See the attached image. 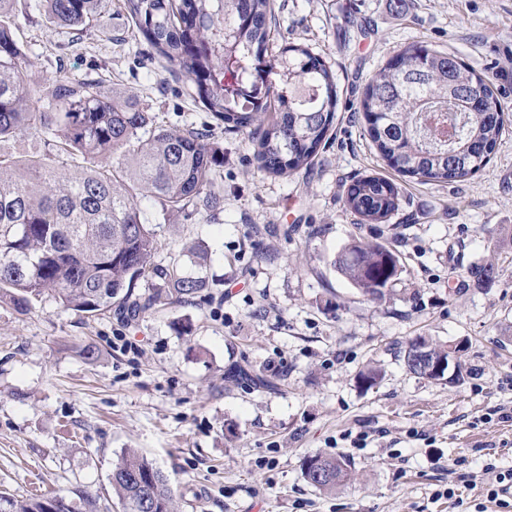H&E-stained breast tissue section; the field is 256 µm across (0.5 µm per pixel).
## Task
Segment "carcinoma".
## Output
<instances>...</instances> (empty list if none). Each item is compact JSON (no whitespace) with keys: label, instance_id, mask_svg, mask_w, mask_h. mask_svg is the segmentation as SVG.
<instances>
[{"label":"carcinoma","instance_id":"cac0c4a2","mask_svg":"<svg viewBox=\"0 0 512 512\" xmlns=\"http://www.w3.org/2000/svg\"><path fill=\"white\" fill-rule=\"evenodd\" d=\"M15 0H0V142L37 133L57 153L80 163L64 167L54 155L16 160L0 155V299L23 307L49 294L60 305L96 315L116 308L130 320L172 300L188 301L204 288L183 266L153 263L157 224L145 223L139 201L151 198L163 216L190 215L224 202L215 182L220 146L194 127H169L150 107L108 95L93 79L58 76L46 103L16 38ZM151 57L187 83L206 111L241 132L257 168L288 177L309 168L327 141L339 94L332 66L307 45H275L276 0H122ZM49 23L78 33L100 24L112 0H32L25 4ZM367 83L359 111L380 155L424 183L474 176L495 153L503 106L484 73L427 45L408 47ZM490 102L491 113L472 106ZM344 204L358 224H389L400 191L387 179H355ZM330 265L371 302L395 291L397 252L375 240H354ZM149 293L136 292L141 279ZM418 336L403 350L412 368ZM428 341V340H426ZM435 352L446 347L428 341ZM230 380L275 388L272 376L236 365ZM320 468L325 476L314 477ZM314 488L331 492L357 479L351 461L316 453L303 462ZM112 492L123 512H178L167 476L133 449L112 466ZM44 497L0 495V512H45Z\"/></svg>","mask_w":512,"mask_h":512}]
</instances>
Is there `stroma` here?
Segmentation results:
<instances>
[{
    "instance_id": "1",
    "label": "stroma",
    "mask_w": 512,
    "mask_h": 512,
    "mask_svg": "<svg viewBox=\"0 0 512 512\" xmlns=\"http://www.w3.org/2000/svg\"><path fill=\"white\" fill-rule=\"evenodd\" d=\"M277 3L286 41L326 59L339 91L324 148L287 178L258 170L246 135L143 61L119 0L78 41L16 8L37 80L99 77L167 126H207L224 151V203L188 219L141 203L146 223L162 227L157 264L184 260L191 244L207 251L188 268L207 281L192 301L129 326L48 295L24 308L0 300V492H85L122 512L109 478L133 448L167 476L179 512H512L486 497L512 468V115L481 172L424 184L378 156L357 113L371 75L415 43L487 74L512 107V0ZM362 175L398 185L393 223L360 225L345 209L343 187ZM355 238L390 243L403 262L386 302L364 300L330 265ZM490 261L491 279L471 276ZM117 336L139 352L114 347ZM418 336L462 343L470 376L412 375L400 350ZM245 363L278 376V388L228 381ZM372 363L385 375L369 389L359 375ZM351 432L369 433L367 446L351 447ZM315 453L348 457L357 480L330 493L310 486L301 464ZM450 481L455 497H438Z\"/></svg>"
}]
</instances>
